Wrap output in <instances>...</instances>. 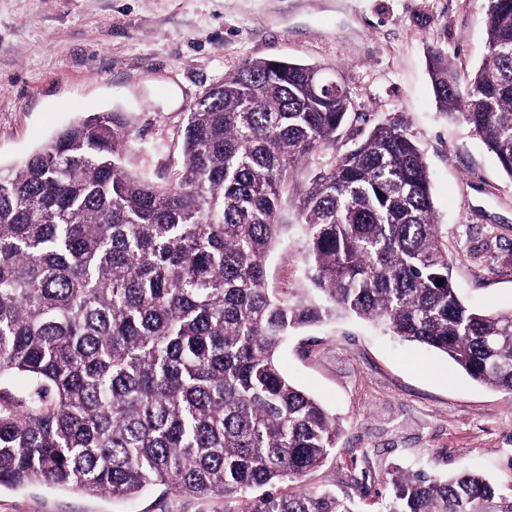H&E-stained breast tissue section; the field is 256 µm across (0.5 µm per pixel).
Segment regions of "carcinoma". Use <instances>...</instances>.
I'll return each mask as SVG.
<instances>
[{
  "label": "carcinoma",
  "instance_id": "carcinoma-1",
  "mask_svg": "<svg viewBox=\"0 0 512 512\" xmlns=\"http://www.w3.org/2000/svg\"><path fill=\"white\" fill-rule=\"evenodd\" d=\"M487 55L441 110L512 178V0H487ZM322 67L249 60L189 109L165 185L123 164L124 112L88 114L0 167V486L122 498L163 486L224 512H359L305 484L340 425L282 372L294 332L337 314L436 349L512 393V311L475 308L449 275L425 158L398 121L333 157L299 198L310 287L277 296L265 258L282 192L353 102ZM384 512H483L497 485L462 469L389 473Z\"/></svg>",
  "mask_w": 512,
  "mask_h": 512
}]
</instances>
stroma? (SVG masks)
Returning <instances> with one entry per match:
<instances>
[{
  "mask_svg": "<svg viewBox=\"0 0 512 512\" xmlns=\"http://www.w3.org/2000/svg\"><path fill=\"white\" fill-rule=\"evenodd\" d=\"M486 0H0V167L37 150L93 112L127 113L138 132L125 155L133 173L164 183L182 163L189 107L246 60L325 68L355 107L331 149L301 166L282 217L333 155L377 123L400 120L423 152L436 222L463 301L512 309V177L472 129L440 112L428 73L441 53L460 89L485 58ZM303 242L289 230L266 260L277 295L307 287ZM288 378L341 424L329 460L306 479L356 494L361 512L395 468L445 477L465 469L502 497L484 512H512V396L487 389L433 349L339 317L298 331L279 352ZM0 512H224L220 500L165 495L123 500L37 484L0 487Z\"/></svg>",
  "mask_w": 512,
  "mask_h": 512,
  "instance_id": "stroma-1",
  "label": "stroma"
}]
</instances>
